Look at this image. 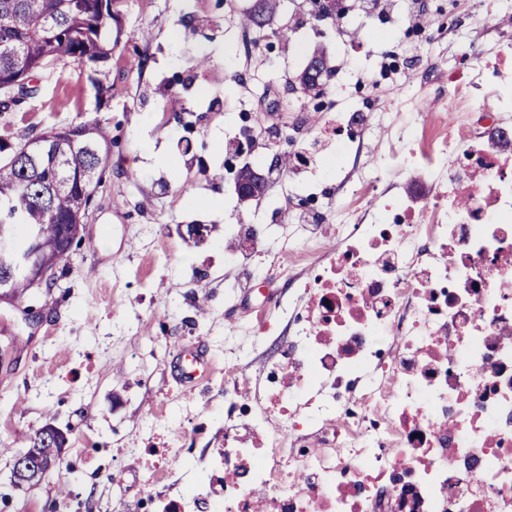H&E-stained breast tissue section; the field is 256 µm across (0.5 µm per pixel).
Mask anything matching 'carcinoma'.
Wrapping results in <instances>:
<instances>
[{"mask_svg":"<svg viewBox=\"0 0 512 512\" xmlns=\"http://www.w3.org/2000/svg\"><path fill=\"white\" fill-rule=\"evenodd\" d=\"M95 2L86 0L78 10L74 0H0V76H50L64 61L110 59L120 44V33H112L116 13L101 14ZM89 81L99 95L112 91L104 63ZM66 130L70 137L35 165L16 153L0 160V213L7 212L10 223L24 231L15 235L14 249H23L26 231L34 228L39 246L60 264L69 258L59 242L63 225L75 223L74 211L82 198L79 183L101 184L106 169L84 146L111 145L96 120Z\"/></svg>","mask_w":512,"mask_h":512,"instance_id":"obj_1","label":"carcinoma"}]
</instances>
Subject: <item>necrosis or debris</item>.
I'll return each instance as SVG.
<instances>
[{
	"instance_id": "necrosis-or-debris-1",
	"label": "necrosis or debris",
	"mask_w": 512,
	"mask_h": 512,
	"mask_svg": "<svg viewBox=\"0 0 512 512\" xmlns=\"http://www.w3.org/2000/svg\"><path fill=\"white\" fill-rule=\"evenodd\" d=\"M445 110L404 113L380 167L433 189L380 188L361 166L354 206H325L336 246L284 225L228 224L226 267L266 266L287 304L244 324L282 336L256 379L224 362V445L194 494L154 512H512V39L462 50ZM382 112H336L298 201L333 187Z\"/></svg>"
}]
</instances>
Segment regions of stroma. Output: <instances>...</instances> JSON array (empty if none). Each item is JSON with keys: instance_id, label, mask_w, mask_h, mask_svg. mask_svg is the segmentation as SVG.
Returning a JSON list of instances; mask_svg holds the SVG:
<instances>
[{"instance_id": "stroma-1", "label": "stroma", "mask_w": 512, "mask_h": 512, "mask_svg": "<svg viewBox=\"0 0 512 512\" xmlns=\"http://www.w3.org/2000/svg\"><path fill=\"white\" fill-rule=\"evenodd\" d=\"M429 18L452 13L447 41L428 47L422 32L402 27L410 2ZM252 0L225 17L221 0H139L122 7L123 36L109 61L114 90L98 97L83 68L59 65L38 79L39 93L0 112V137L100 121L112 140L109 162L86 219L96 251L73 248L55 286L31 289L22 301L0 303V512H142L146 499L188 494L203 478L224 437V329L244 309H257L287 291L276 270L248 284L224 268V232L240 221L261 224L289 196L291 175L273 186L264 205L241 211L224 183L225 135L240 110L255 121L283 120L265 102L269 84L292 80L314 46H325L338 83L388 112H413L400 86H423L451 63L461 45L512 37L499 18L476 19L464 0H391L396 28L389 48L404 67L378 86L367 75L381 66L370 36L373 20L356 15L338 31L333 20L295 26L277 59L255 48L251 81L225 73V44L236 43ZM211 69L196 68L199 56ZM183 73L202 91L183 92L186 109L163 96L164 79ZM360 98L337 102V111ZM190 191H182V183ZM206 224V243L182 237L178 226ZM209 366L183 384L179 360L196 347ZM64 431L60 463L33 487H14L15 452L45 424ZM174 435L178 455L144 483V447L152 428ZM123 484H114V476Z\"/></svg>"}]
</instances>
